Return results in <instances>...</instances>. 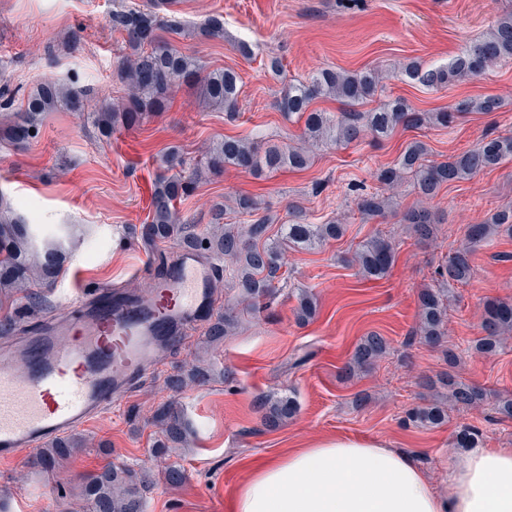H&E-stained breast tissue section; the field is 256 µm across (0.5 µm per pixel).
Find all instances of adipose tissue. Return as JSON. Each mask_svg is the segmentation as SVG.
Instances as JSON below:
<instances>
[{
    "label": "adipose tissue",
    "mask_w": 512,
    "mask_h": 512,
    "mask_svg": "<svg viewBox=\"0 0 512 512\" xmlns=\"http://www.w3.org/2000/svg\"><path fill=\"white\" fill-rule=\"evenodd\" d=\"M448 484L382 441L326 438L253 467L231 512H512V448L462 449Z\"/></svg>",
    "instance_id": "1"
}]
</instances>
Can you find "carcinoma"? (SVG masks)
Listing matches in <instances>:
<instances>
[{
    "label": "carcinoma",
    "mask_w": 512,
    "mask_h": 512,
    "mask_svg": "<svg viewBox=\"0 0 512 512\" xmlns=\"http://www.w3.org/2000/svg\"><path fill=\"white\" fill-rule=\"evenodd\" d=\"M160 0H148L140 5H125L112 11V29L125 34L128 53L118 66V75L129 88V94L121 106L101 100L93 112H86L87 98L92 90L72 91L55 81L41 83L31 92L23 108L13 113V120L5 129L6 138L14 145H23L35 138L45 113L57 109L86 115V119L100 132L109 136L112 127L121 123L127 127L138 124L147 112L166 109L173 85L182 81L198 91L207 105L234 113L238 98V74L229 69L207 70L202 58L178 50L172 36L183 33L182 22L173 16L160 19L157 7ZM200 33L209 38L224 37V16L214 14L200 25ZM512 60V11L503 12L485 34L466 45L446 65L425 66L419 61L407 63L401 71L404 80H411L432 89H444L467 78L482 75L490 65ZM384 75L372 68L358 73L318 68L296 83L288 84L279 108L288 118L304 119L303 144L294 146L264 145L257 141H245L226 137L207 151V168L221 173L224 167L233 165L251 171H277L288 167L303 170L311 161L310 148L349 145L370 135L377 140L390 137L397 128H419L425 124L449 127L458 113H492L500 108L498 98L485 96L467 98L451 109L440 112H420L401 97L388 98L366 112L356 106L370 101L383 91ZM333 99L348 107L337 116L310 109L317 98ZM428 148L420 141L409 142L397 162L380 171V180L394 188L411 180L414 190L423 198L430 199L444 186L467 181L494 169L504 159L512 157V136H485L468 149L448 157L446 161L427 159ZM167 170L171 174L158 177L151 194V210L143 227L142 238L156 244L177 237L193 238L191 225L179 224L175 204L190 193L194 178L185 176L182 167L185 160L176 149L165 156ZM234 209L246 217L243 225H217L208 239V249L230 260L231 271L242 288L244 297L255 300L271 295L275 281L280 278L279 259L285 246L302 250H314L329 239L344 234V224L337 220L324 224H309L306 215L292 208L291 222L282 226L280 237L268 235L273 218L259 214L257 201L248 196L234 199ZM359 213L365 218L384 216L394 211L392 197L382 194H366L357 202ZM403 221L414 225L415 232L423 239L433 233L435 216L427 209L408 211ZM512 232V207L495 213L482 224H468L464 230L465 243L456 249L437 274L444 284H464L473 275L474 250L487 243L501 228ZM394 260L392 243L381 237L362 242L353 262L365 279L383 277ZM62 272L61 257L48 250L41 255L31 252V237L27 225L15 214L4 196H0V295L6 299L18 294L26 299L37 295V289L45 288ZM447 288H428L419 296L418 331L426 343L442 344L448 302ZM314 294L300 290L297 318L308 321L316 314ZM236 324L233 310L209 328V339L217 343L224 339L228 330ZM482 336L474 341V348L484 354L497 352L505 337L512 333V303L493 301L486 305L481 321ZM387 352V341L377 333L363 337L355 346L348 366L349 370L363 369ZM446 403L433 402L408 412V418L416 426L431 429L448 421L445 406L475 407L487 399L484 388L465 383L448 374ZM265 422L276 427L296 413L291 398H267L262 403ZM162 430L169 440L180 442L184 430L178 410L173 404H165L157 411ZM479 430L473 426L462 427L455 438V447L471 448L479 443ZM84 445L74 440L64 445L55 442L53 449L43 453L52 463L67 456L73 448ZM83 499L93 512H144L143 497L139 495L137 482L125 468L104 469L83 485Z\"/></svg>",
    "instance_id": "obj_1"
}]
</instances>
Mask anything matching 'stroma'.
Wrapping results in <instances>:
<instances>
[{"label": "stroma", "mask_w": 512, "mask_h": 512, "mask_svg": "<svg viewBox=\"0 0 512 512\" xmlns=\"http://www.w3.org/2000/svg\"><path fill=\"white\" fill-rule=\"evenodd\" d=\"M128 2L0 0V91L18 103L53 80L93 88L97 98L121 105L126 88L116 66L126 44L109 17ZM507 9L512 0H175L160 9L161 16L174 12L184 23L175 46L202 57L209 68L238 73L234 114L202 107L195 90L182 84L165 111L147 114L138 126L117 127L106 141L77 113L62 110L47 113L38 136L24 146L0 137V193L28 223L68 227L59 240L67 256L65 275L46 289L41 306L22 299L9 310L32 334L82 292H148L151 268L180 244L175 238L150 250L141 238L152 186L170 149L179 150L187 169L203 171L177 204L180 223L192 225L197 235L208 232L216 209L240 195L255 197L273 217V237L295 203L310 223L335 218L347 226L343 237L317 249H286L281 278L263 310H254L236 279L218 271L213 288L222 308L234 309L237 328L216 345L193 330L183 344L166 349L155 372L80 429L90 447L72 450L55 471L38 467L37 453L27 449L14 463L0 464V512H89L80 498L81 479L109 463L147 477L148 512H229L254 462L336 436L378 439L416 455L444 495V473L457 460L454 441L462 426L479 427L485 447L512 448V419H499L495 411L496 396L512 394V338L494 355L473 348L486 304L512 301L511 233L500 232L479 247L471 280L452 285L442 345L429 346L416 333L419 294L439 287L436 271L462 245L465 226L512 207V158L442 187L426 202L404 182L396 190L397 212L383 217L362 219L356 206L360 196L384 192L378 173L397 162L409 141L425 143L430 159L439 162L484 136L512 135V60L444 90L398 75L412 60L447 64ZM214 13L224 16V35L203 38L199 26ZM242 42L251 47L250 56L239 52ZM271 57L281 62V74L268 70ZM320 67L380 69L385 96L405 98L421 112L487 95L502 106L491 114L459 116L447 128H401L379 142L366 138L317 148L303 170L206 171L208 147L227 136L250 141L260 135L271 144L297 145L303 125L288 120L278 102L288 83ZM421 205L439 219L427 241L401 221L403 211ZM373 237L392 242L395 260L386 276L368 281L352 257ZM303 288L317 299V313L306 323L295 314ZM371 333L386 339V354L347 375L355 345ZM450 350L459 356L453 368L446 359ZM195 365L208 371V383L171 385L172 376ZM449 372L484 387L485 404L452 408L447 423L435 429L408 425L407 410L432 402L434 386ZM425 377L432 387L422 386ZM266 395L294 397L295 416L268 427L258 408ZM166 403L177 407L187 441L164 448L153 415ZM172 467L184 472L181 483L168 481Z\"/></svg>", "instance_id": "stroma-1"}]
</instances>
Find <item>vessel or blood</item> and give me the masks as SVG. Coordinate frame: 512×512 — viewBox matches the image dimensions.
I'll return each mask as SVG.
<instances>
[{
	"label": "vessel or blood",
	"instance_id": "b4317fda",
	"mask_svg": "<svg viewBox=\"0 0 512 512\" xmlns=\"http://www.w3.org/2000/svg\"><path fill=\"white\" fill-rule=\"evenodd\" d=\"M216 264L178 248L150 295H78L39 335L0 347V462L86 425L157 366L160 347L213 313Z\"/></svg>",
	"mask_w": 512,
	"mask_h": 512
}]
</instances>
